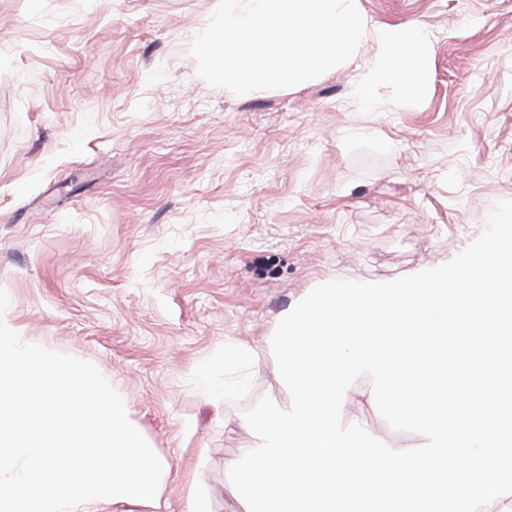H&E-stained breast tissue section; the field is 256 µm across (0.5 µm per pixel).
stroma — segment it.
Returning a JSON list of instances; mask_svg holds the SVG:
<instances>
[{
    "label": "stroma",
    "mask_w": 512,
    "mask_h": 512,
    "mask_svg": "<svg viewBox=\"0 0 512 512\" xmlns=\"http://www.w3.org/2000/svg\"><path fill=\"white\" fill-rule=\"evenodd\" d=\"M219 0H0V319L94 364L167 469L239 512L244 412L286 405L280 315L334 280L449 261L512 199V0H358L433 36L418 106L362 113L358 63L237 96L190 53ZM257 350L242 365L224 352ZM344 421L413 442L361 396Z\"/></svg>",
    "instance_id": "1"
}]
</instances>
